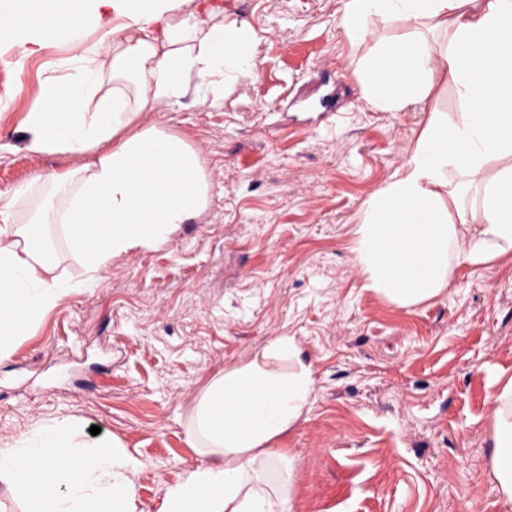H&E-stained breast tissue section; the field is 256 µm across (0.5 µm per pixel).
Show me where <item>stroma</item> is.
Instances as JSON below:
<instances>
[{"label": "stroma", "instance_id": "35a3bbf8", "mask_svg": "<svg viewBox=\"0 0 512 512\" xmlns=\"http://www.w3.org/2000/svg\"><path fill=\"white\" fill-rule=\"evenodd\" d=\"M259 40L253 81L218 106L186 96L142 120L200 148L207 208L158 247L114 257L0 361V440L69 416L136 457L141 512L201 462L187 414L210 381L272 338L297 337L315 379L280 445L295 454L296 512H502L488 461V398L512 377V253L456 268L445 293L398 307L364 286L352 250L368 197L407 158L428 108L366 97L372 41L339 25L342 0H220ZM70 44L0 46V193L76 167L33 153L21 120L70 72Z\"/></svg>", "mask_w": 512, "mask_h": 512}]
</instances>
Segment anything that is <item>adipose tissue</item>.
Here are the masks:
<instances>
[{"instance_id": "adipose-tissue-1", "label": "adipose tissue", "mask_w": 512, "mask_h": 512, "mask_svg": "<svg viewBox=\"0 0 512 512\" xmlns=\"http://www.w3.org/2000/svg\"><path fill=\"white\" fill-rule=\"evenodd\" d=\"M0 45L77 46L74 71L47 81L23 119L28 150L91 159L16 188L0 200V359L16 336L73 292L94 288L113 257L159 245L206 209L199 149L138 122L194 94L224 97L225 83L256 75L255 28L219 21V7L185 0H7ZM401 32L388 37L380 22ZM104 27L84 45L90 24ZM340 26L371 40L360 67L370 102L397 110L452 83L462 112L429 109L405 162L365 202L353 251L365 286L409 308L441 296L455 268L512 252V0H344ZM483 56L491 80L476 71ZM30 200L24 220L18 205ZM83 269L59 270L56 236ZM313 371L296 337L272 338L225 368L188 413L202 458L168 486L159 512H294L295 458L277 447L308 410ZM489 470L512 512V378L490 397ZM141 466L116 438L84 439L72 419L35 427L0 447V483L23 512H138Z\"/></svg>"}]
</instances>
